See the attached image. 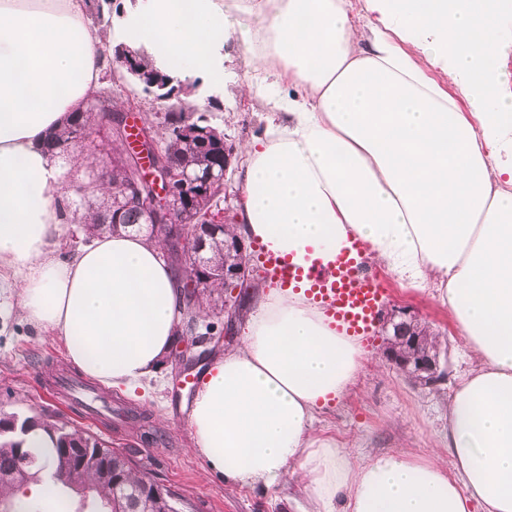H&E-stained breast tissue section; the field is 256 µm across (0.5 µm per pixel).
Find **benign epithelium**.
I'll return each instance as SVG.
<instances>
[{"label":"benign epithelium","instance_id":"obj_1","mask_svg":"<svg viewBox=\"0 0 512 512\" xmlns=\"http://www.w3.org/2000/svg\"><path fill=\"white\" fill-rule=\"evenodd\" d=\"M139 55L140 51L121 43L112 50L113 66L125 71L138 84L151 88L154 96L168 95V88L174 80L162 75L153 78L144 76L137 69ZM98 131L118 133L126 138L128 150L134 157L132 169L137 175L131 187L133 194L128 200H142V184L147 181L152 183L155 199L148 208V223L169 233L170 247L179 251L181 271L192 279H197L203 252L202 232H219L225 223L226 213L230 210L229 196L225 195V181L235 158L232 147L224 142L223 134L217 129H202L197 124L183 127L181 135L188 141L208 135L224 146V163L220 171L212 170L201 176L187 168L167 163L159 148L156 126L146 128L142 124L131 125L125 116L116 120L111 113L101 112L98 114ZM178 188L194 189L200 199V208L207 212V223H188L182 214L178 195L174 194V190ZM224 244L225 249L235 251L238 255L235 263L224 264V282H247L249 269L245 243L240 238H231L224 241ZM418 324L419 319L415 313L401 307L396 309L387 321L390 331L384 355L387 361L409 377L434 382L440 372V350L436 344L423 340L419 335ZM60 456L66 466L84 464L90 459L89 452L83 448H62Z\"/></svg>","mask_w":512,"mask_h":512}]
</instances>
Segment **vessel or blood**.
I'll return each instance as SVG.
<instances>
[{
	"instance_id": "vessel-or-blood-1",
	"label": "vessel or blood",
	"mask_w": 512,
	"mask_h": 512,
	"mask_svg": "<svg viewBox=\"0 0 512 512\" xmlns=\"http://www.w3.org/2000/svg\"><path fill=\"white\" fill-rule=\"evenodd\" d=\"M266 265L281 286L305 284L314 299L320 302L338 332L360 340L369 339L383 305V291L369 264L367 246L353 240L336 258L333 279H326L320 265L301 268L289 260L267 255Z\"/></svg>"
}]
</instances>
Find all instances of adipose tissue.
Returning <instances> with one entry per match:
<instances>
[{"label": "adipose tissue", "mask_w": 512, "mask_h": 512, "mask_svg": "<svg viewBox=\"0 0 512 512\" xmlns=\"http://www.w3.org/2000/svg\"><path fill=\"white\" fill-rule=\"evenodd\" d=\"M499 0H148L132 41L184 81L224 80V35L250 55L247 95L278 118L242 145L234 234L304 265L350 238L408 288L436 289L477 361L447 406L452 465L409 449L362 458L317 434L363 358L305 290L260 288L240 343L200 377L196 452L226 483L301 477L303 512H512V96L500 92ZM103 32L85 0H0V268L21 316L67 359L129 392L156 374L180 328L176 274L159 244L103 232L58 257L64 170L46 135L101 85ZM420 49L419 64L412 49ZM441 67L471 106L430 79Z\"/></svg>", "instance_id": "obj_1"}]
</instances>
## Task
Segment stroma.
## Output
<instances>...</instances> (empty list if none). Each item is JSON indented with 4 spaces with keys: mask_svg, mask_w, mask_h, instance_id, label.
Here are the masks:
<instances>
[{
    "mask_svg": "<svg viewBox=\"0 0 512 512\" xmlns=\"http://www.w3.org/2000/svg\"><path fill=\"white\" fill-rule=\"evenodd\" d=\"M224 70L227 78L213 94L195 89L183 99L201 108L216 98L218 107L207 119L223 131L227 143L239 147L262 136L265 106L241 90L251 65L233 33L224 42ZM112 92L128 108L130 121L153 117L160 110L122 70L112 74ZM378 283L385 290L387 308L408 307L433 329L444 375L427 386L409 381L384 359L386 333L377 330L363 345L365 356L354 384L342 401L319 413L316 430L335 437L343 447L372 455L409 447L450 462L447 403L476 363L447 307L405 287L388 271H381ZM76 373L64 340L37 332L19 315L10 290H0V405L6 411L30 415L45 410L99 436L110 448L126 453L133 468L147 471L159 487L174 493L182 512H296L291 502L299 494L296 479L266 489L227 485L207 475L203 458L192 450L190 411L198 382L187 377L174 357H167L157 378L136 395L110 388L113 409L138 413L118 429L104 417L84 418L79 406L57 391L59 375Z\"/></svg>",
    "mask_w": 512,
    "mask_h": 512,
    "instance_id": "35a3bbf8",
    "label": "stroma"
}]
</instances>
